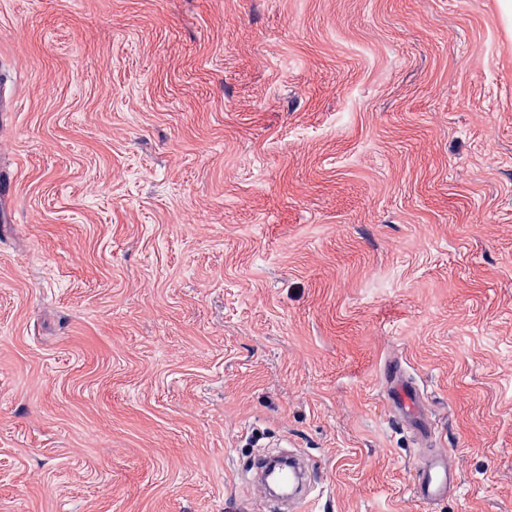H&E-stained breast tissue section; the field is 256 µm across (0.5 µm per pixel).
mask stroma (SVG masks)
I'll return each mask as SVG.
<instances>
[{
  "instance_id": "35a3bbf8",
  "label": "stroma",
  "mask_w": 512,
  "mask_h": 512,
  "mask_svg": "<svg viewBox=\"0 0 512 512\" xmlns=\"http://www.w3.org/2000/svg\"><path fill=\"white\" fill-rule=\"evenodd\" d=\"M0 96V512H512L499 0H0ZM393 379L391 399L397 411L403 415H409L418 411L419 397L412 386H407L402 381L397 367H391ZM458 484L457 473L442 456H430L416 470L413 493L425 501L445 499Z\"/></svg>"
}]
</instances>
